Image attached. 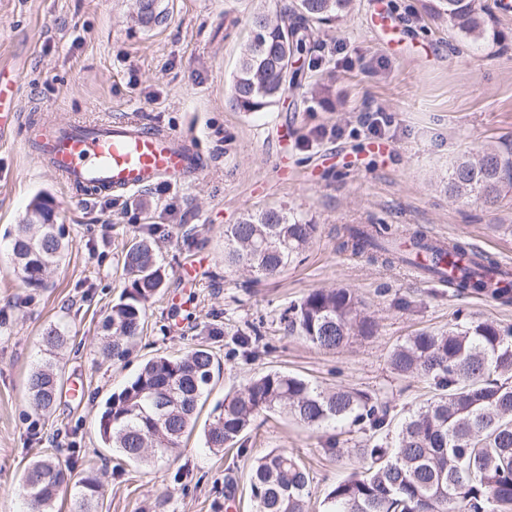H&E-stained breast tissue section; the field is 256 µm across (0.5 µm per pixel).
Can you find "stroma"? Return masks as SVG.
<instances>
[{"label":"stroma","instance_id":"stroma-1","mask_svg":"<svg viewBox=\"0 0 512 512\" xmlns=\"http://www.w3.org/2000/svg\"><path fill=\"white\" fill-rule=\"evenodd\" d=\"M295 0H163L161 24L141 30L132 0H0V65L19 70L21 124L0 140V512H28L19 494L29 463L57 456L102 485L94 512H251V464L273 450L311 467L310 512L332 485L366 465L370 434L344 423L315 429L262 416L242 450L209 452L203 430L213 408L251 379L281 371L327 390L355 389L392 414L426 403L430 381L392 370L389 354L420 331L448 330L457 314L512 326V306L385 268L337 248L346 224L391 225L460 238L495 260H512V193L492 209L448 196L453 160L492 142L512 147V7L497 11L492 41L471 46L425 11L429 0H355L353 11L320 26L313 67L262 112H237L228 98L254 12ZM403 29L376 30L377 5ZM392 124L366 130L373 111ZM43 116L96 122L132 119L195 135L201 174L124 197H82L32 158L29 125ZM49 196L69 249L38 290L13 272L10 241L34 196ZM292 208L318 232L278 278L250 282L224 265V227L246 213ZM145 224L160 225L168 271L150 302L144 333L126 361L102 360L101 321L128 285L122 255ZM319 288H348L377 322L323 351L280 328L291 301ZM254 325L264 337L245 357L234 335ZM64 327L56 353L63 384L50 414L27 400V377L42 359L41 337ZM221 335H211V328ZM204 344L220 371L182 448L149 466L103 447L92 423L105 399L149 359ZM336 438L340 455L325 444Z\"/></svg>","mask_w":512,"mask_h":512}]
</instances>
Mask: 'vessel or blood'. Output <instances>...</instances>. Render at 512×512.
Returning a JSON list of instances; mask_svg holds the SVG:
<instances>
[{"mask_svg":"<svg viewBox=\"0 0 512 512\" xmlns=\"http://www.w3.org/2000/svg\"><path fill=\"white\" fill-rule=\"evenodd\" d=\"M19 119L15 72L1 65L0 134L14 129ZM32 156L67 187L97 196L136 193L203 169L192 136L125 119L46 123L39 129Z\"/></svg>","mask_w":512,"mask_h":512,"instance_id":"b4317fda","label":"vessel or blood"}]
</instances>
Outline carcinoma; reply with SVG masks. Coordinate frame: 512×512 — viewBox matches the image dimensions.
I'll return each mask as SVG.
<instances>
[{
    "instance_id": "1",
    "label": "carcinoma",
    "mask_w": 512,
    "mask_h": 512,
    "mask_svg": "<svg viewBox=\"0 0 512 512\" xmlns=\"http://www.w3.org/2000/svg\"><path fill=\"white\" fill-rule=\"evenodd\" d=\"M352 0H296L293 9L251 19V38L233 76L230 104L237 112H261L276 104L288 86L306 79L304 60L316 42V26L337 21ZM482 0H435L434 13L469 44L485 39L493 8ZM164 10L160 0H135L131 21L152 29ZM512 189V150H482L455 161L448 195L491 208ZM52 201L37 195L11 244L14 271L27 288L46 286L68 246L63 224L53 222ZM318 225L292 209H264L224 227V266L275 278L309 247ZM147 228L126 248L129 278L102 321L101 354L121 361L143 335L148 303L160 293L167 271ZM341 248L367 254L385 267L424 257L422 271L442 277L446 266L457 295H478L512 304V283L493 286L495 262H474L469 245L437 247L416 233L408 244L378 224L345 228ZM284 330L330 351L354 335L370 336L375 322L359 309L348 288H320L289 304ZM58 327L43 336L49 358L29 375L27 395L35 410L51 412L62 380L54 351L66 342ZM392 369L432 381L434 396L401 419L390 408L359 392L325 391L298 376L264 373L228 394L205 430V447L222 451L237 445L261 415L283 414L322 428L350 420L372 433L362 449L369 460L360 474L336 482L323 499V512H512V327L465 320L446 332H421L389 355ZM214 354L199 345L175 359L156 356L105 400L95 429L107 448L134 463L170 456L194 428L199 404L209 394ZM250 493L255 512H307L310 472L300 458L271 451L252 465ZM100 484L93 475L74 477L72 467L53 456L34 461L23 474L21 493L36 512H53L59 494L69 493L71 512H91Z\"/></svg>"
}]
</instances>
